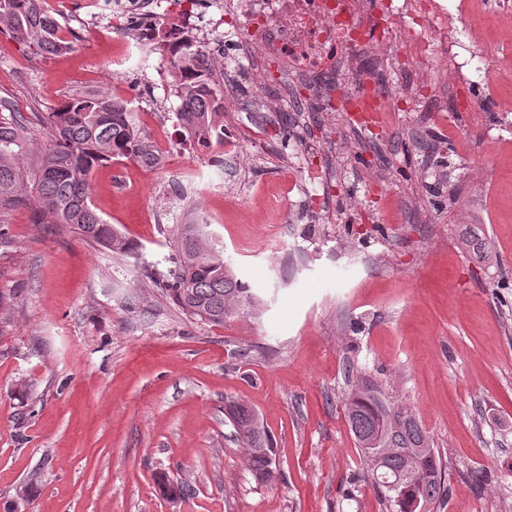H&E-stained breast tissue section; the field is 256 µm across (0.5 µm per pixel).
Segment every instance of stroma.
Masks as SVG:
<instances>
[{"label":"stroma","instance_id":"stroma-1","mask_svg":"<svg viewBox=\"0 0 512 512\" xmlns=\"http://www.w3.org/2000/svg\"><path fill=\"white\" fill-rule=\"evenodd\" d=\"M71 2V52L0 32V99L28 148L51 143L39 114L81 91L171 131L177 94L140 64L114 73ZM258 126L219 167L178 150L148 179L128 166L119 191L112 164L94 169L91 201L128 257L41 221L34 200L0 209V512H386L346 421L360 376L438 450L448 492L431 512H512V145L486 163L469 121L450 133L402 112L375 140L313 102L225 91V132ZM192 207L255 313L206 324L150 278ZM231 401L269 432L275 482L255 480ZM163 479L187 494L162 496Z\"/></svg>","mask_w":512,"mask_h":512}]
</instances>
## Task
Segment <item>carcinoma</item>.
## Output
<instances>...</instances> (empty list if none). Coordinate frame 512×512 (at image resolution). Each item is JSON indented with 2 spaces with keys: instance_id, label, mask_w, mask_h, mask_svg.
<instances>
[{
  "instance_id": "cac0c4a2",
  "label": "carcinoma",
  "mask_w": 512,
  "mask_h": 512,
  "mask_svg": "<svg viewBox=\"0 0 512 512\" xmlns=\"http://www.w3.org/2000/svg\"><path fill=\"white\" fill-rule=\"evenodd\" d=\"M41 54H61L73 41L58 36L60 25L45 17L39 0H0V29ZM224 71L209 70L206 88H180L177 120L197 139L201 148L224 123L221 80ZM52 144L36 157L33 169L25 156L24 124L16 115L0 114V208L21 204L34 193L40 215L49 224H62L84 239L101 243L112 252L133 254V245L112 229L93 208L89 195L92 170L117 158L152 164L151 145L128 103L105 91H88L68 98L47 113ZM170 258L171 267L154 270L151 278L165 283L169 298L186 314L220 326L232 314L255 310L252 289L224 260V250L205 233L203 224L178 225ZM242 447L256 479L275 481L270 443L255 411L238 404ZM347 419L367 477L386 504L387 512H421L445 492L439 454L408 407L386 401L381 390L363 382L350 399Z\"/></svg>"
}]
</instances>
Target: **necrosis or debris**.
Returning <instances> with one entry per match:
<instances>
[{
  "instance_id": "necrosis-or-debris-1",
  "label": "necrosis or debris",
  "mask_w": 512,
  "mask_h": 512,
  "mask_svg": "<svg viewBox=\"0 0 512 512\" xmlns=\"http://www.w3.org/2000/svg\"><path fill=\"white\" fill-rule=\"evenodd\" d=\"M173 10L180 29L167 38L154 71L174 70L190 39L200 54L178 73L195 83L209 66L213 41L235 39L287 63L297 80L291 96L322 93L324 111L351 115L353 126L374 134L400 112L428 111L447 124L436 84L512 83V0H241L230 33L223 12L200 19L197 0H176ZM482 15L502 36L460 62L457 49L463 39H478Z\"/></svg>"
}]
</instances>
